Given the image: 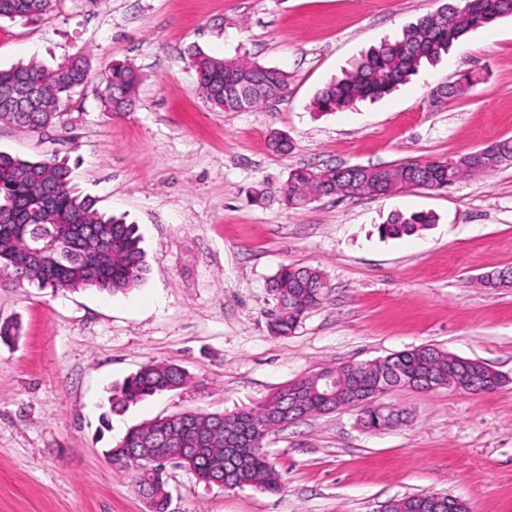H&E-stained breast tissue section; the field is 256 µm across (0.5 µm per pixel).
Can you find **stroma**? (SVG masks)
<instances>
[{"label": "stroma", "instance_id": "obj_1", "mask_svg": "<svg viewBox=\"0 0 512 512\" xmlns=\"http://www.w3.org/2000/svg\"><path fill=\"white\" fill-rule=\"evenodd\" d=\"M443 2L52 0L39 20H0V67L75 56L88 65L58 126L0 121V150L65 161L77 190L137 225L148 265L125 294L0 284V323L21 324L14 345L0 343V512H147L103 454L129 428L254 407L295 379L425 345L482 361L504 382L481 394L393 389L383 401L404 420L381 431L362 430L353 409L277 430L266 440L284 480L277 494L169 469L168 512H382L429 492L469 512H512V287L479 283L512 268V163L447 191L282 201L300 166L439 160L512 138V16L382 99L313 114L319 89ZM195 48L280 68L288 89L256 111H214L197 89ZM115 62L141 77L120 114L100 99ZM471 70L479 84L433 103ZM274 132L288 135L290 153L273 154ZM394 211L437 222L380 238ZM285 264L319 268L329 293L276 336L268 282ZM149 363L181 366L187 385L109 414L111 390Z\"/></svg>", "mask_w": 512, "mask_h": 512}]
</instances>
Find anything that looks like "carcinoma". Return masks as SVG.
Here are the masks:
<instances>
[{
    "instance_id": "1",
    "label": "carcinoma",
    "mask_w": 512,
    "mask_h": 512,
    "mask_svg": "<svg viewBox=\"0 0 512 512\" xmlns=\"http://www.w3.org/2000/svg\"><path fill=\"white\" fill-rule=\"evenodd\" d=\"M49 0H0V19L34 21L47 10ZM512 15V0H448L436 12L408 27L401 38L367 51L342 78L316 94L313 109L328 114L348 109L367 99L380 98L432 64L467 33ZM198 89L206 102L222 112H245L262 107L268 99L285 93L288 74L257 62L219 59L200 51L193 54ZM87 80L80 60L47 67L37 62L0 68V92L17 87L37 92V105L1 106L0 120L23 127L35 122L49 129L61 117L59 104ZM480 74L470 71L440 91L450 98L478 84ZM101 100L112 112H125L137 98L140 80L128 64L116 62L102 76ZM512 162V139L499 140L481 151H471L432 162L424 169L406 161L392 166H355L350 176L337 167H298L289 172L284 192L293 206L318 196L368 195L378 197L401 191L408 180L427 188H448ZM436 223L429 212H395L378 226L384 238L416 234ZM50 243L41 255L29 252L32 237ZM141 237L135 224L99 210L96 200L83 196L72 185L71 169L55 159H23L0 151V272L15 286L35 284L54 290L95 288L108 294L126 293L147 275ZM277 301L269 327L276 336L295 332L305 314L321 305L328 284L313 266L283 265L269 282ZM340 389L326 401V389L313 378L291 381L256 407L232 414L183 412L181 422L204 429L205 445L195 433L182 435V447L191 449L181 464L199 480L213 485L224 481L233 490L240 484L269 493L282 490L281 476L265 453V440L283 420L282 412L294 404L299 415L341 407L361 409L359 424L366 430L388 427L402 420V411L380 402L379 390L389 388L393 377L409 378L419 389L429 383L461 381L469 393L490 392L502 385V376L487 364L427 346L392 353L371 365L350 364L335 369ZM186 372L175 364H146L124 380L110 399L111 410L120 411L148 397L180 389ZM154 421L128 430L108 449L107 460L123 457L127 448H143V460L124 469L134 486L150 493L149 512H168L164 490V463L156 449H147ZM390 512H428L413 495L390 503Z\"/></svg>"
}]
</instances>
